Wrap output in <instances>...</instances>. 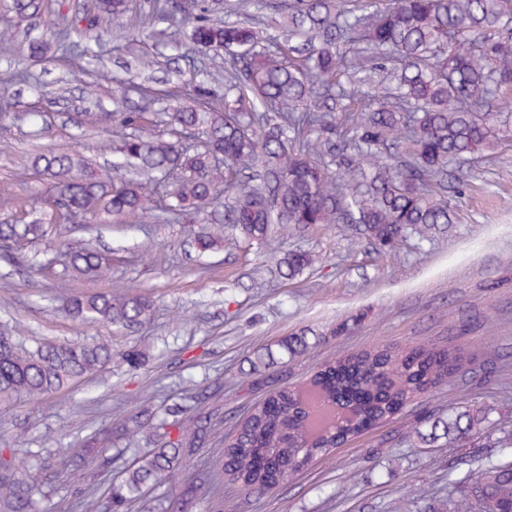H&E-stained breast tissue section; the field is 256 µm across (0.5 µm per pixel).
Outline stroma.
Segmentation results:
<instances>
[{
  "label": "stroma",
  "instance_id": "1",
  "mask_svg": "<svg viewBox=\"0 0 512 512\" xmlns=\"http://www.w3.org/2000/svg\"><path fill=\"white\" fill-rule=\"evenodd\" d=\"M43 5L44 14L21 17L10 0H0V31L17 36L10 48L0 47V79L28 72L29 82L12 87L18 109L44 113L48 123L37 140L30 138L27 123H0V198L25 208L47 196L30 170L40 150H82L99 176H111V138L81 127L77 115L110 110L112 78L124 75L127 64L153 54L150 76L174 92L194 77L189 59L166 46L162 36L132 42L110 21L101 25L94 55L64 58L50 49L31 56L29 42H49L54 30L55 0ZM90 82L98 85L92 99L84 94ZM448 197L456 223L424 240L407 239L394 251L377 250L357 225L335 224L283 225L265 247L228 227L221 247L201 254L191 244L194 226L185 218L150 222L128 233L113 224H60L26 248L42 262L39 272L1 263L0 324L32 340H86L112 349L110 363L70 388L41 400L0 402V453L47 466L48 497L37 501L38 512H80V476L64 459L80 451L94 430L136 414L138 394H151L154 409L179 408L185 419L219 407L215 437H228L270 390L253 374L252 360L300 329L311 336L308 349L288 365L294 384L325 362L372 348L451 344L471 364L464 375L263 496L221 482L224 512H390L398 501L422 494L438 506L469 471L512 458L499 431L491 432L487 444L465 445L454 460L447 449L411 435L426 411H444L452 403H484L495 416L512 417V141L466 164L449 182ZM78 244L108 252L112 268L106 278L66 276L68 250ZM296 249L319 261L291 279L277 272L269 255ZM104 290L151 295L153 319L123 328L84 324L66 313L72 293ZM133 346L145 354L135 371L121 358ZM189 387L196 388L197 400L184 399ZM379 448L392 449L393 457L375 458Z\"/></svg>",
  "mask_w": 512,
  "mask_h": 512
}]
</instances>
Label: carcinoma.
Instances as JSON below:
<instances>
[{
    "mask_svg": "<svg viewBox=\"0 0 512 512\" xmlns=\"http://www.w3.org/2000/svg\"><path fill=\"white\" fill-rule=\"evenodd\" d=\"M249 0L221 10L223 0H96V15L74 14L54 31L61 54L84 55L97 41L99 20H123L133 35L168 23L166 41L200 53V69L224 79L222 90L200 82L169 112L151 105L173 94L134 78L113 82L111 112H82L80 124L112 134L119 177L99 178L77 152L43 151L31 162L48 186L50 211L27 221L9 199L0 211V261L24 265L19 245L46 236L62 222L100 221L108 215L140 223L156 208L172 219L212 224L195 237L199 251L214 249L223 225L263 244L281 224L308 227L357 224L381 249L411 235L425 236L453 222L448 203L450 166L495 150L512 139V0H270L280 33L263 36V21ZM20 16L37 15L42 0H12ZM185 129L201 135L192 145ZM316 262L289 251L276 269L293 278ZM111 259L96 249L71 248L67 269L75 279L104 277ZM70 316L86 323L141 326L154 314L146 294L75 293ZM307 331L279 341L288 358L309 347ZM112 359L105 344L29 343L0 329V399L43 398L89 376ZM456 348L420 344L374 348L324 364L302 385L288 369L234 424L224 446V474L260 496L288 480L349 435L394 418L411 400L464 372ZM486 404L448 407L428 415L432 439H445L448 455L465 440L489 432ZM145 410L134 417L145 441L126 423L92 434L70 462L82 470L80 506L130 512L146 506L152 483L190 471L212 445V415L167 419ZM125 447L112 449V439ZM130 454L107 488L94 495L100 472L87 458ZM46 466H16L0 458V512H32L42 494ZM221 478L192 475L167 498L162 512H187L211 502ZM406 512H512V461L489 462L448 495L443 510L413 502Z\"/></svg>",
    "mask_w": 512,
    "mask_h": 512,
    "instance_id": "1",
    "label": "carcinoma"
}]
</instances>
